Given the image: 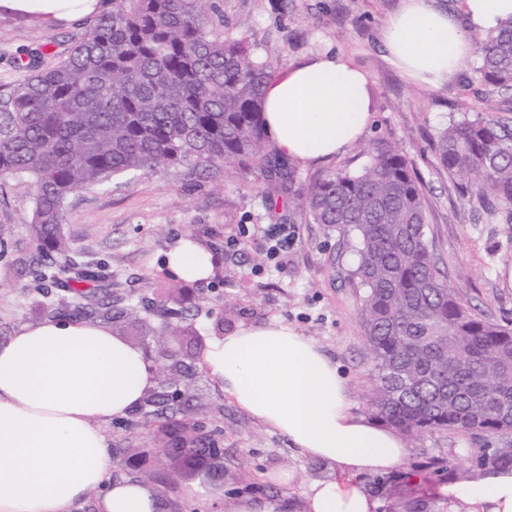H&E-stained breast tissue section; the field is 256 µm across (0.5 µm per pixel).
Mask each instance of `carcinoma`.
I'll use <instances>...</instances> for the list:
<instances>
[{"instance_id": "carcinoma-1", "label": "carcinoma", "mask_w": 512, "mask_h": 512, "mask_svg": "<svg viewBox=\"0 0 512 512\" xmlns=\"http://www.w3.org/2000/svg\"><path fill=\"white\" fill-rule=\"evenodd\" d=\"M203 0H112L89 20L52 66L31 58L9 88L0 121V178L25 180L38 260L66 252L69 197L128 172L149 174L191 162L204 170H260L267 188L295 169L270 149L263 88L274 76L243 38L222 37L224 18ZM479 81L512 91V19L471 35ZM367 163L339 170L288 196V211L311 224L356 232L351 273L363 289L359 310L373 363L370 409L408 435L479 432L505 443L477 464L512 467V323L486 318L452 287L429 236L424 184L401 147L378 138L360 146ZM448 174L480 178L478 202L512 203V128L482 117L453 122L434 143ZM59 283L77 314L125 317L94 296V275L72 265ZM188 385L176 397L152 390L157 415L191 408ZM187 472L207 466L214 447L200 422L161 431ZM389 512H431L424 499Z\"/></svg>"}]
</instances>
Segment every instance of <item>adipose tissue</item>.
Returning a JSON list of instances; mask_svg holds the SVG:
<instances>
[{"mask_svg":"<svg viewBox=\"0 0 512 512\" xmlns=\"http://www.w3.org/2000/svg\"><path fill=\"white\" fill-rule=\"evenodd\" d=\"M109 0H0V13L53 28L107 12ZM512 17V0H465L456 17L439 0H403L385 23L393 64L414 83L438 86L470 59L469 33ZM264 126L274 149L307 166L346 154L372 117L366 75L326 49L267 82ZM185 281L206 278L212 254L192 239L166 256ZM208 374L252 418L311 457L335 464L339 479L313 483L302 512H376L356 482L399 469L407 446L398 431L355 415L336 366L288 323L236 330L205 354ZM154 384L140 348L83 320L22 326L0 344V512H74L107 485L101 512H159L158 495L108 483L113 455L104 424L135 409ZM442 491L471 512H512V468H495Z\"/></svg>","mask_w":512,"mask_h":512,"instance_id":"obj_1","label":"adipose tissue"}]
</instances>
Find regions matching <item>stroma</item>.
I'll return each instance as SVG.
<instances>
[{"label":"stroma","mask_w":512,"mask_h":512,"mask_svg":"<svg viewBox=\"0 0 512 512\" xmlns=\"http://www.w3.org/2000/svg\"><path fill=\"white\" fill-rule=\"evenodd\" d=\"M209 3L223 15L225 35L246 38L274 71L329 48L366 74L373 101L366 136L400 143L422 179L428 225L452 285L478 312L512 319V284L501 276L502 269L512 267V205L484 212L476 188H461L433 152L440 132L472 111L512 123V93L491 91L477 80L474 59L448 84H414L393 66L382 42L383 24L402 0H295L286 12L281 0ZM81 31L75 23L48 30L32 19L0 15V96L23 77L21 61L38 50L44 62L54 61ZM258 179L255 171H204L190 163L152 174L133 171L72 194L63 231L77 264L101 275L98 296H111L115 305L139 307L185 290L199 312L190 320H173L175 335H142L127 318L103 326L139 348L192 354L198 418L216 433L225 464L240 468L261 494L300 504L311 482L335 478V467L294 448L287 437L242 411L207 374L204 355L239 327L287 322L336 364L354 412L369 415L372 360L359 319V291L349 281L357 238L352 231L289 216L286 206L264 197ZM30 221L27 188L0 178V343L22 326L67 314L69 294L19 265L35 253ZM270 224L288 227V256L279 265L266 254L263 229ZM183 237L200 241L220 261L218 274L186 288L164 272L168 250ZM162 423L154 415L131 413L112 420L105 432L111 447L147 457L155 476L150 488L168 502V512H224L223 503L191 496L203 474L174 473L158 439ZM494 445L477 432L411 438L400 470L361 482L378 499V512H387L401 496L430 499L434 512H458V503L438 492L447 475L424 470V463L438 457L474 475L480 471L475 455Z\"/></svg>","instance_id":"1"}]
</instances>
